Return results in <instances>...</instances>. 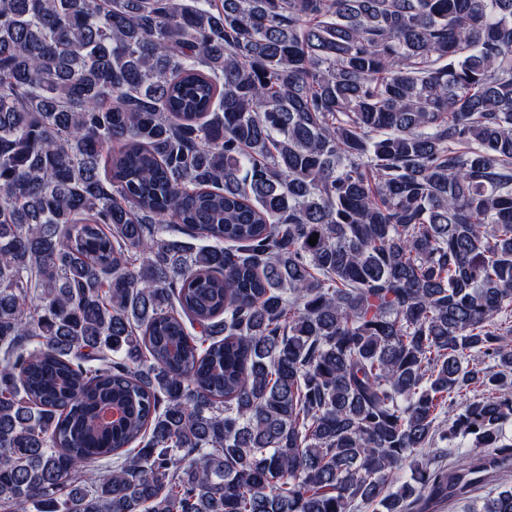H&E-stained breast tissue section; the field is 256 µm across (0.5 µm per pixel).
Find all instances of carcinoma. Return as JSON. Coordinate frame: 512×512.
<instances>
[{
  "label": "carcinoma",
  "mask_w": 512,
  "mask_h": 512,
  "mask_svg": "<svg viewBox=\"0 0 512 512\" xmlns=\"http://www.w3.org/2000/svg\"><path fill=\"white\" fill-rule=\"evenodd\" d=\"M511 421L512 0H0V512H433Z\"/></svg>",
  "instance_id": "1"
}]
</instances>
